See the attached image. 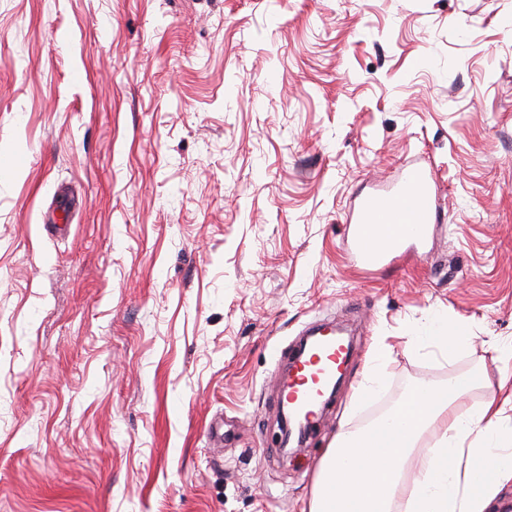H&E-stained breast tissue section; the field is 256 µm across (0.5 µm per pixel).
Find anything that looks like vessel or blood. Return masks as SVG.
Instances as JSON below:
<instances>
[{
    "label": "vessel or blood",
    "instance_id": "obj_1",
    "mask_svg": "<svg viewBox=\"0 0 512 512\" xmlns=\"http://www.w3.org/2000/svg\"><path fill=\"white\" fill-rule=\"evenodd\" d=\"M440 211L432 165L417 160L404 165L392 182L359 196L354 204L347 226L351 263L359 270L375 271L402 256L419 254ZM349 352V346L323 335L306 359L293 360L288 382L277 392V405L314 411L323 385L335 377Z\"/></svg>",
    "mask_w": 512,
    "mask_h": 512
}]
</instances>
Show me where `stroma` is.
I'll use <instances>...</instances> for the list:
<instances>
[{
  "label": "stroma",
  "instance_id": "stroma-1",
  "mask_svg": "<svg viewBox=\"0 0 512 512\" xmlns=\"http://www.w3.org/2000/svg\"><path fill=\"white\" fill-rule=\"evenodd\" d=\"M415 156L428 255L358 273L349 210ZM326 317L353 355L287 456ZM435 319L466 341L409 347ZM461 378L512 387V0H0V512H308L338 433Z\"/></svg>",
  "mask_w": 512,
  "mask_h": 512
}]
</instances>
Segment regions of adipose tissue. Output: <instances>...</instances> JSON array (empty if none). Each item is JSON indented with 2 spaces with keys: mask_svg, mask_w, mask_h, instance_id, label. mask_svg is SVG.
I'll use <instances>...</instances> for the list:
<instances>
[{
  "mask_svg": "<svg viewBox=\"0 0 512 512\" xmlns=\"http://www.w3.org/2000/svg\"><path fill=\"white\" fill-rule=\"evenodd\" d=\"M471 386L458 379L409 390L383 418L364 430L339 435L314 481L309 512H485L512 483V440L501 417L512 394L477 410L457 408ZM439 436L408 492L399 486L422 434Z\"/></svg>",
  "mask_w": 512,
  "mask_h": 512,
  "instance_id": "ef3b65f1",
  "label": "adipose tissue"
}]
</instances>
